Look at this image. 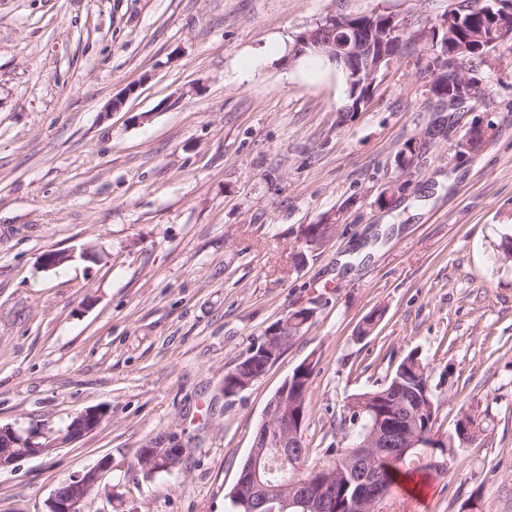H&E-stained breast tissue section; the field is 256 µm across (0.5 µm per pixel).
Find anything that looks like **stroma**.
I'll use <instances>...</instances> for the list:
<instances>
[{"instance_id": "35a3bbf8", "label": "stroma", "mask_w": 512, "mask_h": 512, "mask_svg": "<svg viewBox=\"0 0 512 512\" xmlns=\"http://www.w3.org/2000/svg\"><path fill=\"white\" fill-rule=\"evenodd\" d=\"M448 0H0V424L61 435L0 470V512H47L60 482L109 459L79 512H235L230 492L268 400L317 363L306 442L341 436L353 393L412 349L439 419L480 429L389 512H512V41L479 66L486 98L453 112L416 47L358 111L344 74L291 59L327 14L436 22ZM123 99L113 110L114 99ZM495 134L474 157L477 122ZM432 132L409 173L395 157ZM392 204L378 206L389 187ZM338 216L310 245L305 231ZM63 252V264L42 258ZM307 330L248 388L225 371L294 310ZM384 315L358 337L362 318ZM187 445L143 474L156 434ZM105 414L97 409H86L78 413L67 427L66 434L60 440V444L70 440L78 439L97 430Z\"/></svg>"}]
</instances>
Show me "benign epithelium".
I'll return each instance as SVG.
<instances>
[{"mask_svg": "<svg viewBox=\"0 0 512 512\" xmlns=\"http://www.w3.org/2000/svg\"><path fill=\"white\" fill-rule=\"evenodd\" d=\"M461 22L456 7L448 8V13L438 25H424L412 32L402 19L391 13L371 12L356 16L329 13L316 24L295 37L291 59L312 54L328 60L342 70L349 85V95L357 99L354 109L367 102L372 95L378 79L387 75L399 63L407 42L423 45L430 50V68L438 71L436 79L430 85L429 92L434 97H451L459 94L468 100H478L484 95L479 79L463 71L464 62L479 56L488 60L493 49L512 39V0H495L494 8L482 15V24L468 39L454 43L455 30ZM483 126H474L468 135L458 143V155L476 154L485 142L481 134ZM428 147L426 137L413 139L409 147L398 156L400 168L409 170L418 157ZM288 336V321L283 319L269 330L267 340L260 349L253 350L254 360L261 361L262 370H267L283 351ZM285 380L268 401L264 420L259 427L258 437L251 453V463L242 471L237 490L245 502L252 508L265 512H293L295 508L303 512H318L321 493L327 484L313 472L308 479L291 481L294 492L290 495L276 493L272 484L259 481L263 453L269 451L288 464L295 474L307 471L304 459L305 451L301 429L289 424L288 387ZM398 402L394 401L380 410L377 424L370 435L350 433L347 438L358 436L356 447L390 448L402 446L430 448L432 443L446 442L438 429V417L431 400L423 395L417 396L413 403V412L402 416L397 411ZM424 417L425 429H420L418 418ZM105 414L97 409H86L78 413L67 427L61 439L65 443L78 439L97 430ZM9 437L22 446L19 452L12 448L0 450V469L7 468L17 461L33 456L45 455L54 451L51 446H38L32 438L22 437L11 425H0V438ZM187 451L181 437L169 434L164 441L146 444L138 455V466L151 470L171 471L176 468ZM108 460L100 461L96 466L75 474L58 485L48 500V512H78L79 505L97 487L101 473L108 468Z\"/></svg>", "mask_w": 512, "mask_h": 512, "instance_id": "obj_1", "label": "benign epithelium"}]
</instances>
